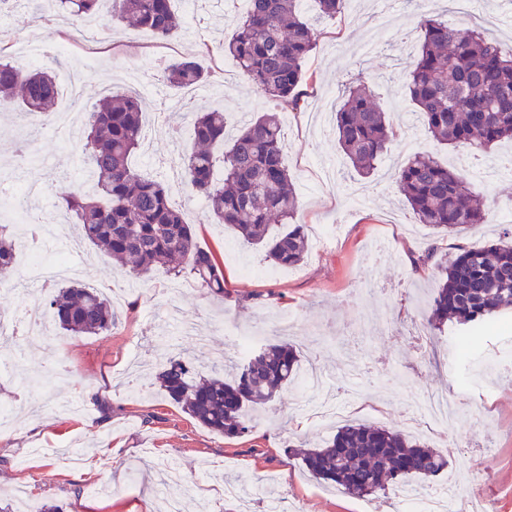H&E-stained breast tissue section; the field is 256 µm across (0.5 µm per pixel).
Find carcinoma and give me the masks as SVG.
<instances>
[{
  "instance_id": "obj_1",
  "label": "carcinoma",
  "mask_w": 512,
  "mask_h": 512,
  "mask_svg": "<svg viewBox=\"0 0 512 512\" xmlns=\"http://www.w3.org/2000/svg\"><path fill=\"white\" fill-rule=\"evenodd\" d=\"M55 9L78 24L103 16L167 39L180 29L172 0H52ZM224 51L265 96L292 111L300 109L304 64L316 47L314 29L300 16V0H249ZM421 39L406 73L405 89L418 108L424 129L439 145L488 151L512 140V53L503 52L479 28L463 29L439 16L420 19ZM206 77L201 63L184 58L167 68V82L191 88ZM60 93L53 71L31 70L0 61V108L17 107L26 117L47 122ZM142 101L108 95L89 113L83 155L94 176L90 193L74 192L60 201L91 245L131 266L137 275L158 264L177 263L175 275L189 270L201 287L224 295V274L209 250L198 246L192 225L169 203L160 180L135 170L130 157L142 138ZM396 127L362 84L348 87L336 110L338 143L353 169L367 175L395 139ZM196 148L181 158L182 186L206 202L213 220L230 225L245 241L261 246L279 266L301 263L309 250L304 225L296 220V194L284 161L286 144L277 112H266L226 138L224 112L197 113ZM224 164V178H215ZM396 184L418 220L438 233H460L488 223V212L464 181L435 157L420 154L396 172ZM20 239L0 226V278L13 271ZM438 246L417 258L434 263L438 286L428 326L453 320L472 330L500 323L512 310V226L497 244L475 248L457 244L454 253L433 262ZM60 329L71 336L98 335L115 323L107 299L94 288L71 285L44 301ZM300 357L285 340L270 342L234 365L230 377L214 363L202 375L182 357L167 359L156 379L159 389L209 430L228 438L250 429L247 412L269 407L294 382ZM309 475L364 497L385 493L405 475L424 481L448 467L436 449L385 428L348 423L316 448L296 449Z\"/></svg>"
}]
</instances>
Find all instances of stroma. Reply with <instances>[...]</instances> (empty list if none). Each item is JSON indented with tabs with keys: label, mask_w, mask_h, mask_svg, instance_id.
Returning <instances> with one entry per match:
<instances>
[{
	"label": "stroma",
	"mask_w": 512,
	"mask_h": 512,
	"mask_svg": "<svg viewBox=\"0 0 512 512\" xmlns=\"http://www.w3.org/2000/svg\"><path fill=\"white\" fill-rule=\"evenodd\" d=\"M173 6L181 31L158 40L109 23L105 42L51 55L43 67L58 81L88 68L95 83L85 93L94 104L110 93L176 99L180 90L162 74L173 61L198 57L207 73L198 104L224 108L228 131L254 112L278 111L241 73L223 43L246 8V0H203L197 13L183 0ZM302 17L317 33L306 62L309 76L301 111H280L288 168L298 201V220L309 236L304 261L284 268L274 280L246 275L242 262L266 268L263 253L227 226L214 223L198 197L170 183L169 168L193 146L196 107L155 118L143 114V133L153 143L152 162L135 153L132 164L147 177L169 182L170 201L192 224L196 241L212 251L224 272V296L217 299L193 276H174L159 267L138 277L111 257L86 246L78 262L83 286L112 302L116 322L98 336H70L52 327L42 342L22 341L0 349V404L20 407L14 430L0 436V500L18 512H42L46 503L63 512H157L150 488L166 459L181 482L166 494L181 512H267L277 501L282 512H397L395 492L352 497L310 477L285 448H312L347 423L381 426L427 443L433 431L408 422V401L421 393H447L467 408L446 429L461 449L448 455V473L461 476V500L479 512H512V329H490L473 337L472 358L462 361L455 326L433 334L427 326L438 284L431 269L413 260L432 242L442 252L455 244L474 247L498 239L512 225V174H494L482 153L464 147H433L416 121L404 88V73L415 51L417 24L424 14L474 26L451 0H394L393 21L384 24L375 0L342 9L335 18L319 15L308 0ZM75 28L40 24L29 9L0 14V52L37 39L53 47L75 37ZM209 54H201V44ZM370 87L406 144L392 143L376 169L352 174L334 129L335 106L354 80ZM17 116L0 110V172L27 166L20 142L43 158L33 175L44 187L36 199L45 221L57 203L80 189L84 168L79 142H67L50 125L21 139ZM434 152L456 169L479 195L490 221L458 235L438 236L420 224L399 195L394 174L409 157ZM363 297H356L357 289ZM261 332L263 339H288L302 365L326 374L322 392L291 383L269 411L253 414L248 433L227 438L184 413L154 383L156 364L182 353L210 368L218 357L236 359L227 328ZM138 354L148 396L128 388L130 356ZM195 492H186V484Z\"/></svg>",
	"instance_id": "stroma-1"
}]
</instances>
